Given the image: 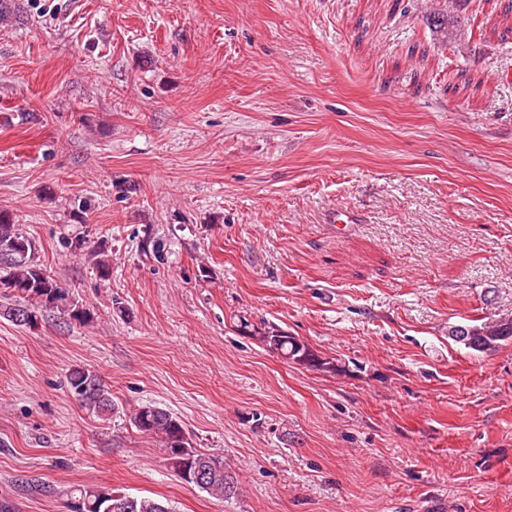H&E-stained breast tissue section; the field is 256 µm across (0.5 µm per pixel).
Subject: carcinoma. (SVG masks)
I'll return each instance as SVG.
<instances>
[{"label": "carcinoma", "instance_id": "1", "mask_svg": "<svg viewBox=\"0 0 512 512\" xmlns=\"http://www.w3.org/2000/svg\"><path fill=\"white\" fill-rule=\"evenodd\" d=\"M2 295L15 298V304L4 310V316L20 326L34 324L42 309H55L80 323L90 321V309L42 268L33 242L4 212L0 213ZM448 335L473 351L492 352L512 341V316L492 323L455 325L449 328ZM277 336L278 330L271 327L259 339L298 366L326 373L345 370V366L319 355L300 337L286 335L279 342ZM66 380L70 392L85 408L99 416L112 413V394L93 371L77 366L69 370ZM130 421L137 431L158 439L167 452L170 468L179 479L216 497L236 493L233 477L224 472V461L194 448L178 416L148 402L133 411ZM67 496L73 501L72 512H102L109 504L112 512H174L171 505L161 499L127 495L106 485H78L69 490Z\"/></svg>", "mask_w": 512, "mask_h": 512}]
</instances>
